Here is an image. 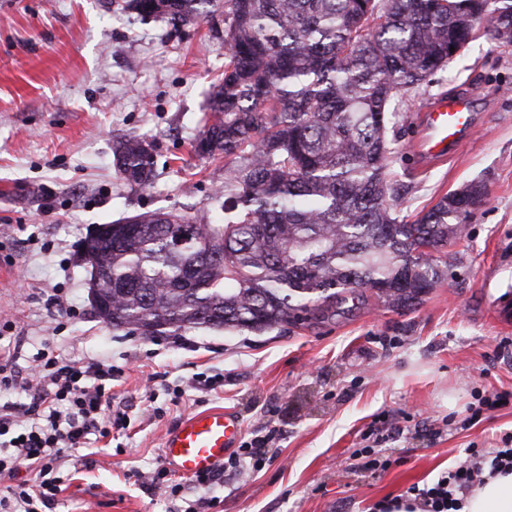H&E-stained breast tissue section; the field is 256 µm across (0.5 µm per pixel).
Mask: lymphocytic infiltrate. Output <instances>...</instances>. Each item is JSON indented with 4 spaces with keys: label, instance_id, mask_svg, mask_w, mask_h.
<instances>
[{
    "label": "lymphocytic infiltrate",
    "instance_id": "1",
    "mask_svg": "<svg viewBox=\"0 0 512 512\" xmlns=\"http://www.w3.org/2000/svg\"><path fill=\"white\" fill-rule=\"evenodd\" d=\"M113 366L104 355L74 361L42 344L27 370L0 363V390L24 392L23 403H0V479L11 478L0 495V512H48L61 491L59 468L66 452L90 437L111 438L128 426L125 411L112 405ZM31 476L17 480L21 468ZM512 473V435L501 447H470L464 460L433 483L410 487L411 502L383 499L373 512H461L470 490L486 477Z\"/></svg>",
    "mask_w": 512,
    "mask_h": 512
}]
</instances>
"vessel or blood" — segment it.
Wrapping results in <instances>:
<instances>
[{
    "instance_id": "vessel-or-blood-1",
    "label": "vessel or blood",
    "mask_w": 512,
    "mask_h": 512,
    "mask_svg": "<svg viewBox=\"0 0 512 512\" xmlns=\"http://www.w3.org/2000/svg\"><path fill=\"white\" fill-rule=\"evenodd\" d=\"M473 102L451 94L435 99L423 113L414 144L415 153L439 161L467 140L474 127ZM242 433V424L232 412L211 409L181 421L165 437L167 463L178 472L199 476L213 473L224 462Z\"/></svg>"
}]
</instances>
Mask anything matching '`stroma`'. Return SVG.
<instances>
[{"instance_id":"stroma-1","label":"stroma","mask_w":512,"mask_h":512,"mask_svg":"<svg viewBox=\"0 0 512 512\" xmlns=\"http://www.w3.org/2000/svg\"><path fill=\"white\" fill-rule=\"evenodd\" d=\"M224 53L220 9L175 27L128 0H0V311L19 338L15 361L27 367L44 338L74 360L105 354L121 371L113 404L130 418L119 438L69 452L52 512H185L201 495L216 499L213 512H371L453 468L469 445L492 449L512 433V406L460 427L473 391L512 392V325L494 316L512 307V45L483 25L429 86L404 96L389 170L402 215L474 180L487 188L448 248L447 281L417 305L393 310L368 292L337 303L335 315L262 334L192 330L187 349L96 316L81 243L99 225L156 209L222 216L214 188L224 159L198 158L191 145ZM451 92L473 98L474 136L447 162H414L416 122ZM130 134L155 149L143 190L123 186L112 166L114 139ZM57 288L78 297L79 316H56ZM152 372L165 383L149 401L142 379ZM198 374L224 384L199 391ZM176 385L184 395L175 407L167 390ZM216 408L238 414L246 439L274 427L271 460L207 489L182 478L172 499L148 492L141 477L163 464L166 434ZM382 415L404 433L383 443L391 465L374 472L351 455ZM433 418L447 419L441 434L429 429Z\"/></svg>"}]
</instances>
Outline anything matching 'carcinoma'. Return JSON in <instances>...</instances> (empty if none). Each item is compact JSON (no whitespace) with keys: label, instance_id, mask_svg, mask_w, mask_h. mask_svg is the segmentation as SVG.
Segmentation results:
<instances>
[{"label":"carcinoma","instance_id":"1","mask_svg":"<svg viewBox=\"0 0 512 512\" xmlns=\"http://www.w3.org/2000/svg\"><path fill=\"white\" fill-rule=\"evenodd\" d=\"M216 0H131L175 25ZM487 21L512 44V0H224V79L193 140L224 156V222L153 210L91 239L93 302L114 330L161 336L205 328L265 332L316 319L341 293L369 289L407 308L448 278L470 201L443 195L412 221L396 213L388 170L403 100ZM117 179L154 172L152 144H113ZM185 236L169 249L165 229Z\"/></svg>","mask_w":512,"mask_h":512}]
</instances>
